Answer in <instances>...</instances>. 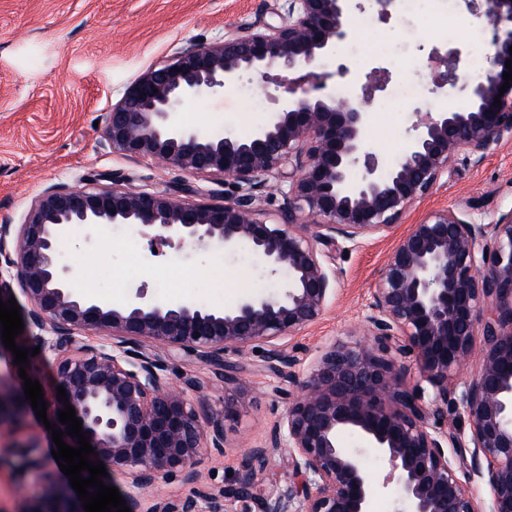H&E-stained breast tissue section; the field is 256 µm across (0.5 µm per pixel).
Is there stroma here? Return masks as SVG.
<instances>
[{
    "label": "stroma",
    "instance_id": "35a3bbf8",
    "mask_svg": "<svg viewBox=\"0 0 512 512\" xmlns=\"http://www.w3.org/2000/svg\"><path fill=\"white\" fill-rule=\"evenodd\" d=\"M361 4L352 12L349 37L317 66L329 74L332 91L363 82L374 68L390 71L366 124L368 142L381 162L389 164L403 152L417 105L435 112L466 106L462 94L428 93L427 79L436 68L431 52L457 49L459 69L467 71L478 53L473 32L488 39L492 29L467 9L465 0H440V9L451 13L444 32L429 24L424 11L407 9L404 0H391L385 21L379 19L374 0ZM282 5L283 0H0V224L21 223L41 191L59 183L92 189L129 178L134 186L162 191L185 179L218 200L234 193L233 183L216 175L129 162L105 143L100 121L147 69L170 61L188 44L222 40L240 26L278 23ZM373 46L390 47L392 53L370 54ZM342 64L348 69L344 76L337 73ZM272 75L270 83L245 80L223 95L185 102L171 120L209 135L248 137L266 122L272 97L282 93L278 80L283 70ZM446 208L475 224L495 223L512 211L511 138L484 156L453 162L447 176L406 209L390 234L323 250L325 265L336 275L335 292L319 320L282 339L283 349L308 364L331 343L349 340L400 236ZM58 259L69 268L71 284L80 294L114 302L141 295L156 303L186 299L222 308L274 287L262 259L249 251L228 254L212 245L168 244L155 256L140 227L127 224L71 230L59 245ZM147 350L167 364L173 382L187 377L198 381V390L187 397L202 420L224 423L225 447L199 458L198 484L215 490L233 484L249 448L264 442L296 386L269 369L267 345L229 354L245 386L235 417L228 418L224 381L212 367L152 344ZM54 448L51 432L32 413L19 428L0 435V512H20L24 499L45 478L68 487ZM33 457L42 460V471L30 468Z\"/></svg>",
    "mask_w": 512,
    "mask_h": 512
}]
</instances>
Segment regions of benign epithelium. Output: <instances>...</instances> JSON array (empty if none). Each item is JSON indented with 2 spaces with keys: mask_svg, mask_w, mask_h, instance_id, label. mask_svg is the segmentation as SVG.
Wrapping results in <instances>:
<instances>
[{
  "mask_svg": "<svg viewBox=\"0 0 512 512\" xmlns=\"http://www.w3.org/2000/svg\"><path fill=\"white\" fill-rule=\"evenodd\" d=\"M351 0H284L278 26L239 27L209 45L189 44L169 63L138 76L105 113L103 137L134 161L209 172L231 180L235 193L220 203L195 201L184 180L165 191L119 187L98 191L54 184L32 202L19 224H0V300L17 282L30 308L28 325L44 332L57 353L56 378L82 421L98 458L131 478L126 506L159 480L193 483L206 448L224 447V425L205 431L188 403L193 379L177 387L164 362L143 351L158 343L218 370L238 386L230 352L268 343L269 366L297 387L285 415L236 484L179 501L157 499L146 512H371L391 481L395 512H512V211L493 224H471L451 209L432 213L403 234L380 270L362 314L365 339L335 342L303 373L300 360L277 346L323 315L335 276L320 245L359 241L392 230L408 206L425 197L460 156L483 155L512 138V87L499 93L512 60V0H465L495 29L493 54L479 78L462 85V110L423 112L408 130L401 158L381 166L365 136L368 106L390 79L375 68L366 82L338 98L325 92L328 75L316 62L350 34ZM445 67L431 91L456 86L458 52L433 51ZM288 72L285 96L249 138L203 135L174 124L187 100L214 96L247 77L267 81ZM501 104H495V100ZM274 177L288 183L283 221L263 218L256 192ZM306 210L310 224L296 222ZM132 224L150 245L217 241L224 252L247 249L264 262L277 289L247 294L229 308L171 301L114 304L80 295L57 263L58 242L72 228ZM96 330L109 346L77 336ZM482 336L478 375H455ZM421 380L404 381L403 359ZM471 417L468 436L444 426L448 402ZM26 414V405L0 386V431ZM358 436L388 467L374 475L361 453L339 441ZM285 450L293 479L254 494V464ZM488 478L490 502L466 490ZM21 512H85L69 492L49 483Z\"/></svg>",
  "mask_w": 512,
  "mask_h": 512,
  "instance_id": "1",
  "label": "benign epithelium"
}]
</instances>
